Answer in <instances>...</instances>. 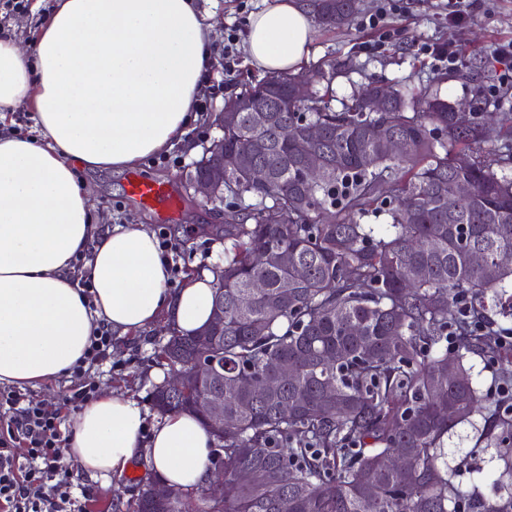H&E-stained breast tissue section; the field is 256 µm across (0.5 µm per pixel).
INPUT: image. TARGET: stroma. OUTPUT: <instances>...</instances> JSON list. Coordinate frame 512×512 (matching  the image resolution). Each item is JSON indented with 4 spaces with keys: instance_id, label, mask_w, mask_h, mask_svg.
<instances>
[{
    "instance_id": "35a3bbf8",
    "label": "stroma",
    "mask_w": 512,
    "mask_h": 512,
    "mask_svg": "<svg viewBox=\"0 0 512 512\" xmlns=\"http://www.w3.org/2000/svg\"><path fill=\"white\" fill-rule=\"evenodd\" d=\"M383 2L360 0L348 26L316 31L309 66L326 68L338 64L347 69L332 84L337 98H351L376 78L406 94L431 86L448 102L470 103L474 100V86L488 90L495 84L502 65L495 59L494 49L512 42V0H465L470 21L460 28L448 25L447 0H401L400 14L388 17L384 29L365 27V16L375 12ZM53 4L54 0H28L25 10L11 12L5 0H0V34L23 43L30 41ZM199 4L214 26V61L201 97L206 109L195 127L172 149L147 157L134 173L88 170L78 174L103 223L142 224L181 243L178 270L173 276L177 286L187 272L210 270L224 264V243L209 232L210 227L223 225L224 218L203 195L188 188L186 177L205 146L222 135L212 124L211 113L223 107L225 96L263 77L261 71L248 64L244 46L239 42L234 45L237 58L234 74L229 76L224 71L227 29L243 35L249 14L260 8L262 0H199ZM445 42L452 43L462 55V66L448 69L446 64L421 52L423 45ZM134 174L167 184L180 201L178 213L165 218L130 197L127 184ZM165 334L166 323L161 320L138 336L113 337L111 365L92 372L98 391L113 390L136 400L147 409V421L151 424L158 419L152 410L151 394L169 373L168 367L157 358ZM477 438V430L466 423L456 427L445 446L450 465L458 464L463 469L460 477L463 487L475 486L488 495L498 473L493 465L484 462L476 448ZM476 465L482 466V473L469 474V467ZM69 469L83 512H133L142 490L156 481L150 466L141 458L106 484L90 479L77 464H70Z\"/></svg>"
}]
</instances>
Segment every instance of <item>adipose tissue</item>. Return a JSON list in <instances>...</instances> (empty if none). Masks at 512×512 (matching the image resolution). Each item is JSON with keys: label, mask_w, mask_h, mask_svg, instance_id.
Segmentation results:
<instances>
[{"label": "adipose tissue", "mask_w": 512, "mask_h": 512, "mask_svg": "<svg viewBox=\"0 0 512 512\" xmlns=\"http://www.w3.org/2000/svg\"><path fill=\"white\" fill-rule=\"evenodd\" d=\"M212 29L196 0H55L27 45L0 38V384L66 374L103 325L127 336L161 320L184 333L208 324L215 273L173 287L154 233L100 225L77 173L134 169L183 141ZM315 34L301 0H264L248 18V61L298 72ZM22 108L38 136L14 130ZM67 426L64 453L91 478L142 457L166 485L208 479L214 440L193 414L150 426L136 401L107 392Z\"/></svg>", "instance_id": "ef3b65f1"}]
</instances>
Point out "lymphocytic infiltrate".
I'll list each match as a JSON object with an SVG mask.
<instances>
[{
	"instance_id": "lymphocytic-infiltrate-1",
	"label": "lymphocytic infiltrate",
	"mask_w": 512,
	"mask_h": 512,
	"mask_svg": "<svg viewBox=\"0 0 512 512\" xmlns=\"http://www.w3.org/2000/svg\"><path fill=\"white\" fill-rule=\"evenodd\" d=\"M112 338L100 329L69 373L73 387L54 404L35 402L14 387L0 389V409L8 416L0 431V512H80L68 470L60 460L66 437L65 414L94 399L92 368L110 361Z\"/></svg>"
}]
</instances>
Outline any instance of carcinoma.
<instances>
[{"mask_svg": "<svg viewBox=\"0 0 512 512\" xmlns=\"http://www.w3.org/2000/svg\"><path fill=\"white\" fill-rule=\"evenodd\" d=\"M359 0H315L314 19L326 29L348 24ZM336 17L332 24L324 16ZM292 74L267 75L224 99L283 103L271 124L256 128L240 113L224 128V197L243 203L238 222L224 224V328L213 336L224 368V431L214 432L224 466L217 499L178 488L172 502L153 506L144 489L136 512H512V403L491 401L466 365L479 353L512 373V342L477 333L459 322L460 301L482 318L487 296L512 318V178L498 175L473 152L499 132L473 112L461 124L448 102L424 93L392 92L388 112H365L353 98L337 110L332 88L294 102ZM319 126L318 148L330 166L315 186L295 184L299 157L291 148L299 111ZM397 136L409 151L391 155ZM253 155L272 166L267 192L248 183L235 158ZM468 156L469 163H459ZM458 183L468 197L448 204ZM389 223L378 233L360 223L369 212ZM484 253V263L471 261ZM308 276L297 280L295 266ZM264 288L256 293L251 285ZM455 328L456 349L441 348ZM158 358L171 365L194 359L201 336L166 330ZM288 357L294 382L254 400L233 383L239 377L272 381V367ZM217 380L187 379L176 401L153 394L165 415L194 413ZM288 404V417L280 406ZM480 416L481 451L499 464L497 495L456 482L445 439ZM407 465L392 470L387 458ZM264 472L260 483L241 471Z\"/></svg>", "mask_w": 512, "mask_h": 512, "instance_id": "obj_1", "label": "carcinoma"}]
</instances>
